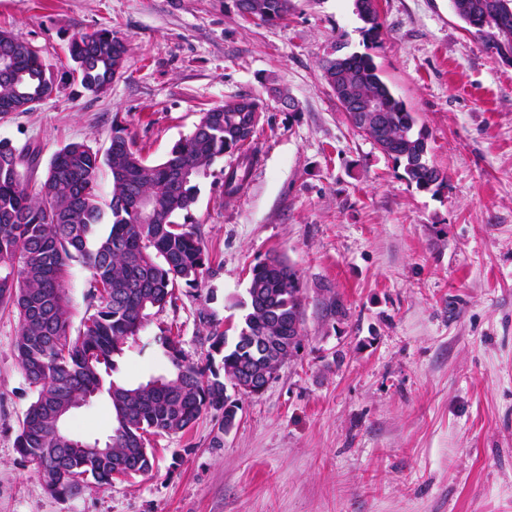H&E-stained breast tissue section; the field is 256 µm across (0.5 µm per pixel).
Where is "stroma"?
I'll return each mask as SVG.
<instances>
[{
  "instance_id": "1",
  "label": "stroma",
  "mask_w": 512,
  "mask_h": 512,
  "mask_svg": "<svg viewBox=\"0 0 512 512\" xmlns=\"http://www.w3.org/2000/svg\"><path fill=\"white\" fill-rule=\"evenodd\" d=\"M378 8L373 43L353 0H292L277 26L242 20L235 0H0V29L39 50L58 84L0 119V137L39 145L41 164L70 142L105 150L116 122L156 164L202 110L264 105L244 189L224 194L229 154L198 181L187 222L209 272L151 312L116 379L170 372L167 334L207 367L203 316L239 324L249 270L270 252L303 289L297 352L262 394L237 395L230 432L204 414L153 438L151 472L65 499L16 451L33 393L13 356L18 320L0 311V512H512V65L483 51L451 0ZM105 27L128 51L94 95L64 49ZM340 45L370 54L414 112L445 187L409 185L350 125L321 69ZM335 296L346 319L326 312ZM68 429L106 439L107 398Z\"/></svg>"
}]
</instances>
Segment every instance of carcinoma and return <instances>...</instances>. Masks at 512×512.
Returning a JSON list of instances; mask_svg holds the SVG:
<instances>
[{
	"label": "carcinoma",
	"mask_w": 512,
	"mask_h": 512,
	"mask_svg": "<svg viewBox=\"0 0 512 512\" xmlns=\"http://www.w3.org/2000/svg\"><path fill=\"white\" fill-rule=\"evenodd\" d=\"M251 21L268 25L287 20L291 0H245ZM457 17L478 33L484 51L497 58L512 56V25L498 18L512 16V0H452ZM364 32L376 41L382 29L377 0H353ZM127 53L123 37L109 29L77 33L66 55L71 76L89 92L108 87ZM327 80L346 82L357 95L375 97L384 109V137L370 128L380 150L403 165L407 180L420 190L441 187L446 176L427 158L423 128L403 100L383 80L368 54H344L322 62ZM55 83L29 43L0 30V107L16 100L26 110L51 97ZM263 112L259 99L241 97L201 113L194 130L179 140L163 161L150 164L127 128L114 124L109 146L99 153L72 142L51 157L39 185H32L41 150L19 149L0 138V308L18 318L14 356L34 388L16 448L50 492L70 497L90 482L109 487L113 480L151 471L155 455L150 436L186 432L200 415H221L219 431L235 421L239 405L227 394L253 361L249 349L262 336L286 340L301 322L300 278L278 254L256 264L247 289V312L233 342L227 331L211 324V350L221 356L222 371L204 370L184 354L179 341L162 344L173 377H157L135 387L112 379L114 357L138 336L148 310L174 303L175 287H195L209 270V257L198 231L176 222L196 202L195 181L225 154H239L237 166L224 174V195L246 185L253 142ZM112 176L108 207L99 201L97 175ZM153 197V220L144 221L134 198ZM107 233L99 232L104 223ZM91 273L87 293L93 313L74 327L65 289L72 260ZM106 394L112 409L110 445L101 451L71 447L56 410L92 394Z\"/></svg>",
	"instance_id": "obj_1"
}]
</instances>
